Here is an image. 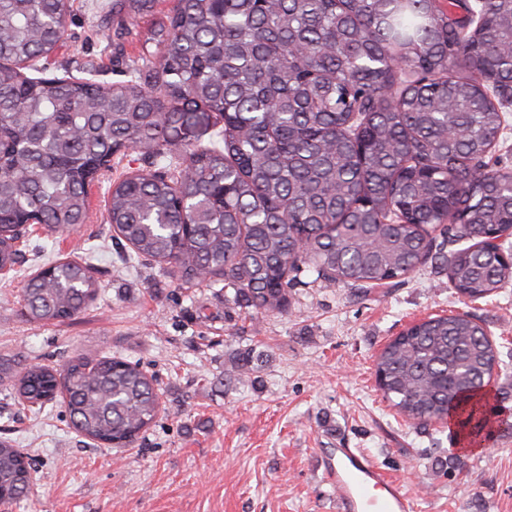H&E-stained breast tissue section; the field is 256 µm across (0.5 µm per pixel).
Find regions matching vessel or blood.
I'll use <instances>...</instances> for the list:
<instances>
[{
	"label": "vessel or blood",
	"mask_w": 512,
	"mask_h": 512,
	"mask_svg": "<svg viewBox=\"0 0 512 512\" xmlns=\"http://www.w3.org/2000/svg\"><path fill=\"white\" fill-rule=\"evenodd\" d=\"M329 477L336 491V512H414V501L403 485L358 449H337Z\"/></svg>",
	"instance_id": "1"
}]
</instances>
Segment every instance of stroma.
I'll return each instance as SVG.
<instances>
[{
  "instance_id": "35a3bbf8",
  "label": "stroma",
  "mask_w": 512,
  "mask_h": 512,
  "mask_svg": "<svg viewBox=\"0 0 512 512\" xmlns=\"http://www.w3.org/2000/svg\"><path fill=\"white\" fill-rule=\"evenodd\" d=\"M92 2L69 0L66 40L48 67L92 63L95 81L110 83L114 60L134 65L172 2L159 0L122 39L98 31ZM145 165L140 152H127L91 186L87 224L34 229L19 272L0 275V437L24 449L33 474L28 496L7 512H336L324 448L363 449L405 486L415 512H512V426L480 449L462 448L445 427L410 426L374 373L381 348L410 323L467 311L496 341L503 363L488 388L512 412V280L470 302L428 266L365 296L325 287L305 270L286 313L228 308L220 286L182 285L155 262L130 261L107 224L110 181ZM90 248L98 297L72 321H27L18 304L25 275ZM250 349L263 361L239 376L235 357ZM78 353L121 356L155 378L164 405L131 447L79 436L63 402L35 414L18 400L20 365H60Z\"/></svg>"
}]
</instances>
